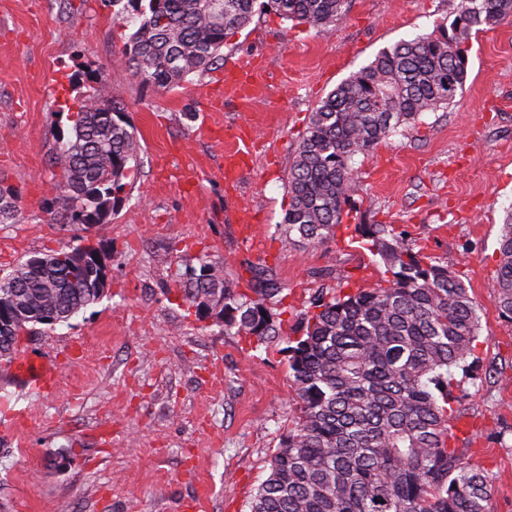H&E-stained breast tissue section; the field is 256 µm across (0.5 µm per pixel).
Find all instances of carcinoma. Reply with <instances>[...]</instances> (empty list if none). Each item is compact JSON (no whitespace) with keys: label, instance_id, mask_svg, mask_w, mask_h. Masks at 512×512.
<instances>
[{"label":"carcinoma","instance_id":"obj_1","mask_svg":"<svg viewBox=\"0 0 512 512\" xmlns=\"http://www.w3.org/2000/svg\"><path fill=\"white\" fill-rule=\"evenodd\" d=\"M138 26L124 43L131 77L145 86H179L214 68L228 35L252 20L256 0H129ZM351 0H270L283 19L327 31ZM512 18V0H458L450 29L382 49L332 89L310 113L288 171L289 206L276 234L283 246L322 243L343 226L357 187L355 157L400 126L448 106L467 76L472 33ZM125 105L105 81L76 98L70 133L52 164L59 169L51 220L102 224L120 206L141 154ZM21 194L0 184V224L23 219ZM349 240L380 258L373 287L319 294L282 337L272 307L285 296L272 267L251 264L248 288H234L223 264L208 260L179 284L199 320L214 318L254 349L285 343L299 416L270 456L249 512H490L484 471L461 461L451 420L453 370L475 356L480 316L448 265L425 261L394 224L346 226ZM83 244L33 255L0 277V363L18 355L37 325H63L101 295L97 270L79 261ZM490 298L512 323V212L498 234Z\"/></svg>","mask_w":512,"mask_h":512}]
</instances>
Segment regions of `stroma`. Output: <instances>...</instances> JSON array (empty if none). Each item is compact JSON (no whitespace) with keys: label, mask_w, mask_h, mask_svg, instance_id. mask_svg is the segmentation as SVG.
I'll use <instances>...</instances> for the list:
<instances>
[{"label":"stroma","mask_w":512,"mask_h":512,"mask_svg":"<svg viewBox=\"0 0 512 512\" xmlns=\"http://www.w3.org/2000/svg\"><path fill=\"white\" fill-rule=\"evenodd\" d=\"M456 0H352L327 32L256 10L230 35L224 66L258 64L266 98L224 97L215 72L163 91L129 75V28L112 0H0V180L25 219L0 224V272L69 248L81 228L55 224L59 137L73 80L106 78L142 144L118 211L89 233L108 282L69 323L36 327L21 350L57 354L62 392L17 397L0 366V512H248L268 461L298 414L279 346L250 348L222 323L197 320L177 282L204 256L244 287L247 263L275 268L286 289L284 331L337 283L370 287L379 257L340 239L281 247L287 178L310 112L384 48L451 24ZM468 74L447 108L425 114L358 156L354 224H394L422 254L448 263L479 306L477 362L455 371V448L483 469L491 512H512V324L488 284L497 236L512 210V21L473 34ZM216 135L200 134L202 123ZM244 139L233 172L224 150ZM207 175L188 176L193 160ZM254 215L245 239L241 207Z\"/></svg>","instance_id":"stroma-1"}]
</instances>
